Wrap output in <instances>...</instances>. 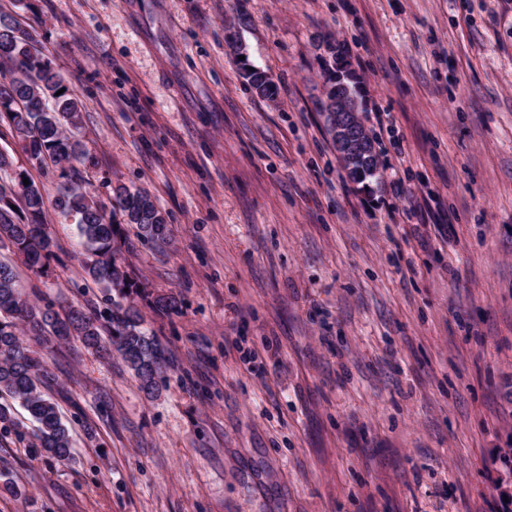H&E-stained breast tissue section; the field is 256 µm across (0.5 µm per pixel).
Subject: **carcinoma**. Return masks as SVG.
<instances>
[{
  "label": "carcinoma",
  "instance_id": "1",
  "mask_svg": "<svg viewBox=\"0 0 512 512\" xmlns=\"http://www.w3.org/2000/svg\"><path fill=\"white\" fill-rule=\"evenodd\" d=\"M0 139L9 137L26 154L29 164L52 169L57 179V207L74 218L85 254L84 271L96 286L110 296L111 307L99 311L89 304L72 303L58 312L49 304L31 300L23 291L14 267L0 260V432L18 430L15 406L22 407L35 423L31 447L58 461L71 456L69 431L57 404L43 392L48 377L38 347L53 340L78 339L102 357L117 352L125 366L148 394L154 393L167 369V358L156 334L145 327L144 316L135 304L138 298L153 312L178 310L173 294H154L128 269L123 250L129 248L127 227L137 230L143 242L159 248L169 244L170 228L165 216L144 190L118 187L112 210L106 211L72 161L82 158L78 134L82 105L32 34L8 15L0 14ZM245 85L271 98L276 87L260 69L242 73ZM325 113L328 133H333L327 101L344 99L351 108L363 111L360 87L346 69L331 67L324 78ZM367 154L344 165L355 184L380 179L379 153L375 140L366 135ZM0 253L23 257L34 273L44 275L55 257L56 242L47 230L43 190L29 172L15 167L12 155L0 150ZM28 182H23V179Z\"/></svg>",
  "mask_w": 512,
  "mask_h": 512
}]
</instances>
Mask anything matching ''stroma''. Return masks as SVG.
Returning a JSON list of instances; mask_svg holds the SVG:
<instances>
[{
  "mask_svg": "<svg viewBox=\"0 0 512 512\" xmlns=\"http://www.w3.org/2000/svg\"><path fill=\"white\" fill-rule=\"evenodd\" d=\"M82 103L99 200L146 191L127 259L171 367L42 354L74 453L0 437V512H512V0H0ZM340 47L381 181L351 182L318 108ZM265 70L274 98L246 89ZM23 288L87 287L76 224Z\"/></svg>",
  "mask_w": 512,
  "mask_h": 512,
  "instance_id": "1",
  "label": "stroma"
}]
</instances>
